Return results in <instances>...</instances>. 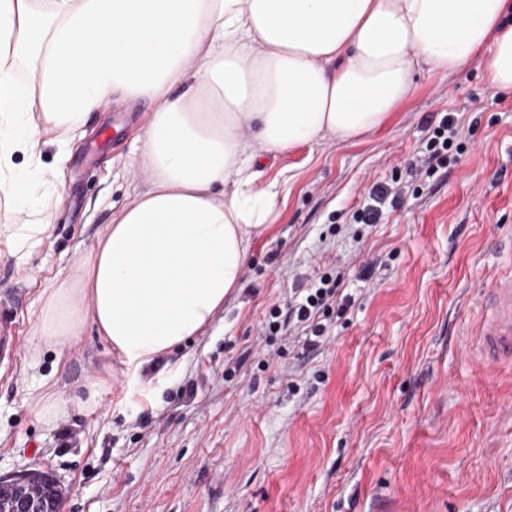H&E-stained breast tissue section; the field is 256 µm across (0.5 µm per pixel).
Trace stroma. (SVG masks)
Returning <instances> with one entry per match:
<instances>
[{"label": "stroma", "mask_w": 512, "mask_h": 512, "mask_svg": "<svg viewBox=\"0 0 512 512\" xmlns=\"http://www.w3.org/2000/svg\"><path fill=\"white\" fill-rule=\"evenodd\" d=\"M414 84L380 128L269 158L268 176L295 179L252 237L240 288L171 355L176 375L131 383L116 366L101 404L39 420L31 390L46 381L71 397L108 360L90 328L61 360L33 336L42 290L60 286L134 186L140 150L123 113L143 104L90 113L45 246L21 270L0 258L19 338L0 359V477L51 472L62 512H512V364L485 363L474 338L487 288L512 274V93L489 86L478 57ZM448 112L466 150L381 223H346ZM329 263L350 302L326 345L260 343L269 310Z\"/></svg>", "instance_id": "35a3bbf8"}]
</instances>
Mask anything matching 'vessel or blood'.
<instances>
[{
	"label": "vessel or blood",
	"instance_id": "vessel-or-blood-1",
	"mask_svg": "<svg viewBox=\"0 0 512 512\" xmlns=\"http://www.w3.org/2000/svg\"><path fill=\"white\" fill-rule=\"evenodd\" d=\"M485 304L489 315L476 333L479 351L490 363H512V277L496 280Z\"/></svg>",
	"mask_w": 512,
	"mask_h": 512
}]
</instances>
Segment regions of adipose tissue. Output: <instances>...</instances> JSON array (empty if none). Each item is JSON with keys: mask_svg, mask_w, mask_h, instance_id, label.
Returning <instances> with one entry per match:
<instances>
[{"mask_svg": "<svg viewBox=\"0 0 512 512\" xmlns=\"http://www.w3.org/2000/svg\"><path fill=\"white\" fill-rule=\"evenodd\" d=\"M507 0H0V201H34L0 225L25 261L49 237L59 165L88 113L121 96L150 107L141 141L150 185L135 191L75 266L39 297L36 338L57 356L92 327L116 358L83 383L112 391L113 365L141 377L212 325L238 288L249 236L270 225L279 181L262 160L325 136L381 127L414 91L482 57L512 91ZM28 157L18 173L15 153Z\"/></svg>", "mask_w": 512, "mask_h": 512, "instance_id": "1", "label": "adipose tissue"}]
</instances>
